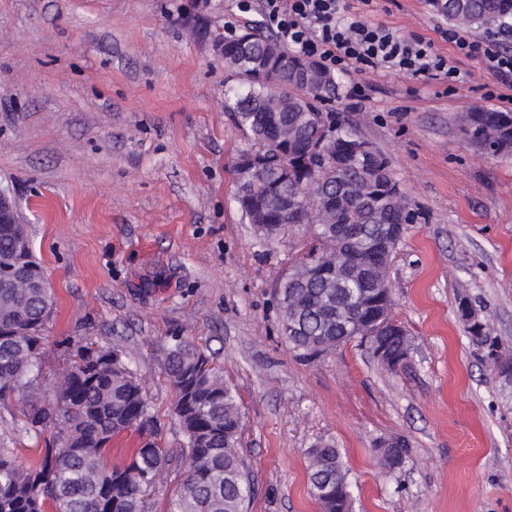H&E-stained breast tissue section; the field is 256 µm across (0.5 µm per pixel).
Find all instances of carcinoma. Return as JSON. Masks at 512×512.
<instances>
[{
  "label": "carcinoma",
  "instance_id": "carcinoma-1",
  "mask_svg": "<svg viewBox=\"0 0 512 512\" xmlns=\"http://www.w3.org/2000/svg\"><path fill=\"white\" fill-rule=\"evenodd\" d=\"M433 8L448 22L486 34L512 30V0H433ZM224 56L248 83V90L225 99L224 111L263 153L264 162L253 180L244 184L252 197L273 193L283 205L268 213L270 224H351L370 236L377 224L403 220L399 204L381 199L384 185L370 183V172L346 155L357 132L315 105L334 79L316 69L310 84L280 59L291 58L276 41L258 32L242 45L224 42ZM293 134L288 148L279 145L278 132ZM329 132L335 139L323 150H310L311 140ZM468 138L487 154L512 153V113L477 111L470 115ZM320 199L321 213L305 209V197ZM326 229L310 235L296 262L317 252ZM15 239L9 224H0V400L20 387L37 366L53 304V291L11 288L14 271L5 263ZM369 278H336V272L315 273L299 286L307 302L278 308L299 326L296 336H284L301 353L321 339L344 345L351 341L347 327L365 304ZM208 358L188 340L172 337L166 371L184 406L176 407L188 448L186 476L167 501L166 512H244L255 485L237 450L242 415L236 393L223 376L205 368ZM54 403L34 389L26 394L29 410L23 433L40 437L56 430L52 446L39 460L23 467L15 449L0 448V512H150V489L161 468L172 461L156 443L140 448L129 463L109 460L112 435L148 418L149 404L122 352L92 343L76 344L70 379L59 384ZM322 466L308 471L309 494L322 512H336V499L351 494L341 452L329 442L309 450Z\"/></svg>",
  "mask_w": 512,
  "mask_h": 512
}]
</instances>
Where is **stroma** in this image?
Here are the masks:
<instances>
[{"instance_id":"1","label":"stroma","mask_w":512,"mask_h":512,"mask_svg":"<svg viewBox=\"0 0 512 512\" xmlns=\"http://www.w3.org/2000/svg\"><path fill=\"white\" fill-rule=\"evenodd\" d=\"M195 2L0 0V192L56 297L31 374L39 391L52 392L77 341L121 350L150 420L116 433L110 460L167 448L175 461L153 495L163 512L185 476L165 374L180 336L238 394L256 487L247 512H322L307 486L321 441L342 452L353 512H512V379L457 314L468 297L512 359V155L482 154L463 133L469 113L512 112V100L489 99L484 57L441 38L431 0H348L350 16L432 40L458 76L339 72L320 101L384 154L420 218L390 263L410 367L387 371L356 340L309 363L283 340L274 300L308 237L260 242L239 208L234 164L249 142L224 93L247 83L215 49L225 23L267 28L236 0ZM23 408L18 391L0 402V445L24 466L54 433L20 437ZM394 438L408 453L390 470L377 443Z\"/></svg>"}]
</instances>
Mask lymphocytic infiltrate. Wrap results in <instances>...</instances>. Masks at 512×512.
<instances>
[{"mask_svg": "<svg viewBox=\"0 0 512 512\" xmlns=\"http://www.w3.org/2000/svg\"><path fill=\"white\" fill-rule=\"evenodd\" d=\"M259 7L282 48L315 59L327 73L387 70L432 80L455 78L450 58L434 49L433 42L404 39L385 25L348 17L346 0H239L240 11ZM441 37L458 53L483 56L497 84L512 90V53L480 44L448 28Z\"/></svg>", "mask_w": 512, "mask_h": 512, "instance_id": "lymphocytic-infiltrate-1", "label": "lymphocytic infiltrate"}]
</instances>
